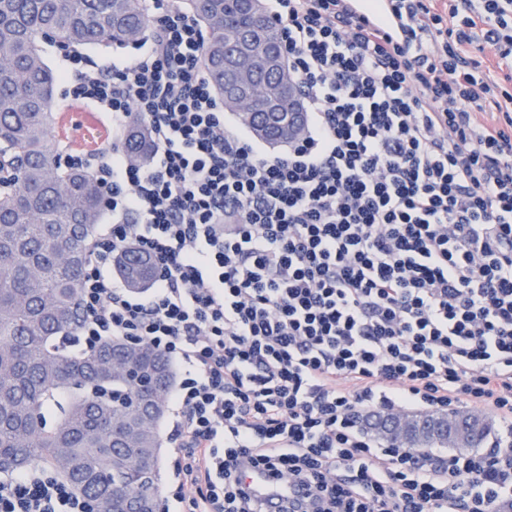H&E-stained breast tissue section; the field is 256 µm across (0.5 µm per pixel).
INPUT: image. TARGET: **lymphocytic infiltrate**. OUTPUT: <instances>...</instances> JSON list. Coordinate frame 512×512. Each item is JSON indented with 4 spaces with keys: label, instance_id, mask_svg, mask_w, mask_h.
Returning a JSON list of instances; mask_svg holds the SVG:
<instances>
[{
    "label": "lymphocytic infiltrate",
    "instance_id": "obj_1",
    "mask_svg": "<svg viewBox=\"0 0 512 512\" xmlns=\"http://www.w3.org/2000/svg\"><path fill=\"white\" fill-rule=\"evenodd\" d=\"M390 2L397 39L348 0H270L306 115L275 156L225 120L174 0H148V50L63 56L73 98L119 130L138 117L154 146L145 164L119 147L96 164L112 221L75 342H146L177 368L179 512H264L252 469L306 490L287 512L512 503V0ZM129 246L154 267L139 292L112 277ZM409 407L481 409L508 435L419 453L363 425ZM0 512L89 506L35 463L0 474Z\"/></svg>",
    "mask_w": 512,
    "mask_h": 512
}]
</instances>
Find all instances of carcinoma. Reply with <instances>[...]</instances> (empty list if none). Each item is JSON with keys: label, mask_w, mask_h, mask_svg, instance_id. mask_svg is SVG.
Returning a JSON list of instances; mask_svg holds the SVG:
<instances>
[{"label": "carcinoma", "mask_w": 512, "mask_h": 512, "mask_svg": "<svg viewBox=\"0 0 512 512\" xmlns=\"http://www.w3.org/2000/svg\"><path fill=\"white\" fill-rule=\"evenodd\" d=\"M202 27V65L224 97V56L233 32L245 27L255 44L250 74L256 95L225 102L253 135L270 145L291 141L278 119L262 110L290 109L282 87L288 69L268 70L265 49L282 42L267 16L244 17L237 0H178ZM144 0H0V473L38 462L80 496L97 504L120 492L129 508L153 505L162 439L160 427L174 384L171 364L151 346L108 340L73 355L61 339L80 329L78 289L87 247L103 212L95 172L61 157L50 136L58 76L42 43L67 48L135 47L150 37ZM124 149L138 163L152 152L147 129L129 125ZM124 283L146 287L152 266L128 247L116 259ZM150 380L141 390L121 371ZM464 424L465 448H481L489 424ZM415 448H446L428 432Z\"/></svg>", "instance_id": "1"}]
</instances>
